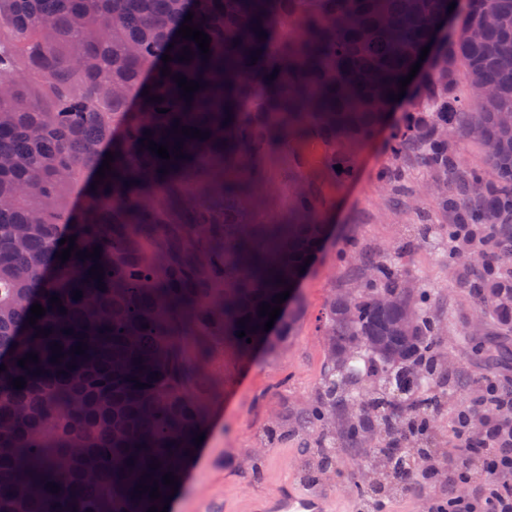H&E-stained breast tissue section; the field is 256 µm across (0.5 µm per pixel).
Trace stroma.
Listing matches in <instances>:
<instances>
[{"instance_id":"stroma-1","label":"stroma","mask_w":512,"mask_h":512,"mask_svg":"<svg viewBox=\"0 0 512 512\" xmlns=\"http://www.w3.org/2000/svg\"><path fill=\"white\" fill-rule=\"evenodd\" d=\"M406 112L404 104L395 105L379 133L349 152V168L333 176L324 170V148L300 134L290 136L287 149H273L261 160L256 219L287 215L297 186L311 182L323 199L320 221L331 231L299 283L296 320L285 343L257 352L245 363L223 341H215L197 388L199 398L209 406L205 451L187 470L172 512H250L252 502L273 503L299 485L309 494L340 503L342 512H360L363 500L357 484L382 480L366 449L340 443L334 469L316 483L304 484V451L315 447L316 435L271 437L266 427L274 411L304 404L314 396L324 365L323 318L330 300L355 285L353 256L364 250L393 252L411 225L447 221L428 190L432 175L416 157H408L402 165L407 195L380 179L392 163L388 141ZM402 263L410 286L433 291L432 312L443 328V363L470 384L463 401L475 403L488 383L512 380V365L491 371L471 357L475 343L491 353L499 339L491 320L475 313L464 286L465 265H449L435 241L404 254ZM458 404L449 401L435 421L433 446L441 471L420 485L396 491L385 500V512H428L431 503L458 494L479 502L480 480L466 486L456 482Z\"/></svg>"}]
</instances>
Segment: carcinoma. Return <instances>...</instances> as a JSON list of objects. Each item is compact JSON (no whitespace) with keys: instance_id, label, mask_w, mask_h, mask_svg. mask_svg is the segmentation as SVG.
I'll list each match as a JSON object with an SVG mask.
<instances>
[{"instance_id":"carcinoma-1","label":"carcinoma","mask_w":512,"mask_h":512,"mask_svg":"<svg viewBox=\"0 0 512 512\" xmlns=\"http://www.w3.org/2000/svg\"><path fill=\"white\" fill-rule=\"evenodd\" d=\"M447 9L448 0H0V512H148L171 498L162 476L183 481L204 428L193 390L212 340L249 357L264 342L259 306L293 284L325 235L308 184L287 219L248 218L254 162L292 131L319 141L332 167L336 147L372 138ZM190 12L211 38L207 59L176 36ZM457 19L390 145L432 173L451 223L414 225L403 251L437 235L448 264L480 259L466 288L496 335L511 336L512 125L502 117L512 114V0H468ZM186 46L193 55L181 61ZM176 75L200 83L191 101ZM147 130L171 150L183 143L184 158L141 146ZM459 138L483 148L491 175L460 164ZM70 236L63 263L56 253ZM95 246L101 259L77 256ZM358 261L359 288L329 303L318 390L293 428L282 413L267 427L321 436L304 471L311 483L333 468L336 440L352 447L365 431L387 473L407 437L426 454L431 418L465 386L442 366L431 290L409 288L394 257ZM97 263L100 281L89 275ZM35 303L46 313L32 326ZM409 318L411 331L401 328ZM40 329L52 334L37 338ZM80 342L85 354L72 353ZM31 352L39 362L20 367ZM473 354L490 369L512 364V345L487 356L476 344ZM17 377L25 387L12 386ZM509 395L505 385L484 400L497 427L472 447H508Z\"/></svg>"}]
</instances>
